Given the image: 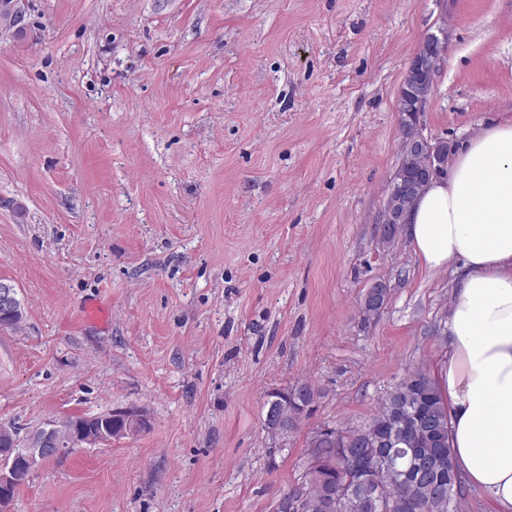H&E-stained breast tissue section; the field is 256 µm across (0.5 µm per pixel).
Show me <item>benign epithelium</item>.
Instances as JSON below:
<instances>
[{
    "label": "benign epithelium",
    "instance_id": "7a95c632",
    "mask_svg": "<svg viewBox=\"0 0 512 512\" xmlns=\"http://www.w3.org/2000/svg\"><path fill=\"white\" fill-rule=\"evenodd\" d=\"M18 0L4 2L5 14L9 25L18 34L25 33L23 14L16 7ZM447 32L432 34L424 41L423 46L430 51L418 50L411 59L404 77L400 92L409 91L417 101V112L425 111L434 89V75L441 62ZM408 151L418 156L421 161L419 181L415 184L398 180L397 176L390 178V194L397 197L394 205L384 209L380 221L379 234L381 238H394L405 225V218L415 197L424 185L437 176L446 167V155L430 146V139L420 133L409 140ZM24 311L13 284L0 280V326H9L23 320ZM115 414L123 420L122 429L112 438H107L100 424L105 417L97 414L83 416V421L72 422L68 417H55L44 421L32 429L27 435V451L22 457L11 456L14 447L13 427L9 422H0V512H9L12 497L10 488L16 482L19 471L32 473L35 466L48 455L60 456L73 448H98L110 444L115 439L134 435L144 430L148 425L145 415L133 409H121ZM288 416V405L272 401L265 414L264 431L276 442L283 441L280 421ZM364 442L344 444L340 452L350 456L355 463L357 472L366 474L369 482H375L376 476L393 465V459L383 448L370 452L362 450Z\"/></svg>",
    "mask_w": 512,
    "mask_h": 512
}]
</instances>
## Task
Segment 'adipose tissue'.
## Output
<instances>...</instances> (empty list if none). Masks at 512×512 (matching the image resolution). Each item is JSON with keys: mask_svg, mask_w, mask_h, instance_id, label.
Wrapping results in <instances>:
<instances>
[{"mask_svg": "<svg viewBox=\"0 0 512 512\" xmlns=\"http://www.w3.org/2000/svg\"><path fill=\"white\" fill-rule=\"evenodd\" d=\"M405 232L425 268L455 269L433 372L453 464L492 512H512V118L463 143Z\"/></svg>", "mask_w": 512, "mask_h": 512, "instance_id": "1", "label": "adipose tissue"}]
</instances>
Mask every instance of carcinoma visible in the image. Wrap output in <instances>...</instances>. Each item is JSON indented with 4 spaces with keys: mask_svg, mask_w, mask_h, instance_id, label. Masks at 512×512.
Instances as JSON below:
<instances>
[{
    "mask_svg": "<svg viewBox=\"0 0 512 512\" xmlns=\"http://www.w3.org/2000/svg\"><path fill=\"white\" fill-rule=\"evenodd\" d=\"M411 129L401 128L400 162L409 176L416 170V160L410 158L406 142ZM302 392L308 396L304 406H291L297 415H303L305 408L314 404L319 393L309 383H301L286 391L275 392L272 397L280 400L284 396ZM448 412L434 379L419 369L396 385L379 400L375 413L365 424L356 427L338 428L343 435L363 434L371 443L384 439L396 441L397 459L391 470L384 476L378 495H370L365 512H401L396 507L401 495L410 492L423 505L434 503L430 512H461L460 481H448V472L453 469L450 454H445L439 479L443 480L445 498L434 501L438 487L432 480L415 481L411 476V449L448 447ZM341 442L311 440L312 454L320 456L316 468L308 472L299 486L290 488L302 498V512H322L321 505L331 494L342 493L338 498V512H349L347 504L363 494L364 488L356 481L352 463L345 457L330 450Z\"/></svg>",
    "mask_w": 512,
    "mask_h": 512,
    "instance_id": "obj_1",
    "label": "carcinoma"
}]
</instances>
